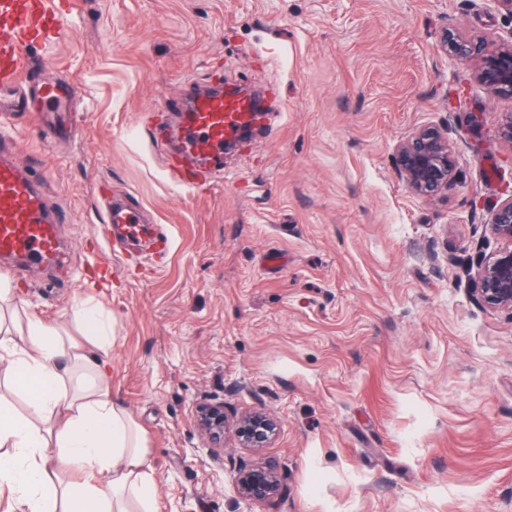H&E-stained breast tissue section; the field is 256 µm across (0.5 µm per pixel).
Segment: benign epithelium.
Listing matches in <instances>:
<instances>
[{"label":"benign epithelium","instance_id":"1","mask_svg":"<svg viewBox=\"0 0 512 512\" xmlns=\"http://www.w3.org/2000/svg\"><path fill=\"white\" fill-rule=\"evenodd\" d=\"M459 61H479L477 78L494 95L512 96V43L494 50L481 39L451 41L444 44ZM395 164L407 186L418 196L431 198L448 191L455 178V157L448 142V131L422 127L412 132L395 149ZM502 246L481 258L471 276V294L492 308L512 310V198L500 204L490 225ZM197 422L209 437L212 461L224 466V435L234 432L242 448L268 446L276 432V423L259 411L243 415L230 426L224 404H203L197 408ZM240 497L254 503H270L283 493L276 467L241 464L235 474Z\"/></svg>","mask_w":512,"mask_h":512}]
</instances>
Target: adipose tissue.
<instances>
[{
  "mask_svg": "<svg viewBox=\"0 0 512 512\" xmlns=\"http://www.w3.org/2000/svg\"><path fill=\"white\" fill-rule=\"evenodd\" d=\"M76 321L74 337L32 315L16 331L0 323V376L30 397L25 418L0 399V487L11 512H149L147 440L94 356L112 323L88 303Z\"/></svg>",
  "mask_w": 512,
  "mask_h": 512,
  "instance_id": "ef3b65f1",
  "label": "adipose tissue"
}]
</instances>
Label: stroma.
I'll return each mask as SVG.
<instances>
[{"label": "stroma", "instance_id": "35a3bbf8", "mask_svg": "<svg viewBox=\"0 0 512 512\" xmlns=\"http://www.w3.org/2000/svg\"><path fill=\"white\" fill-rule=\"evenodd\" d=\"M68 25L29 50L36 77L81 95L49 136L18 111L15 162L59 216L58 267L9 280L21 313L67 331L112 320V395L143 428L153 512H512V311L469 275L500 246L512 197V97L492 95L445 36L512 42L485 0H55ZM250 89L264 108L210 186L170 177L195 90ZM447 129L448 191L415 196L396 144ZM144 206L171 239L160 268L112 254L104 200ZM283 257L281 268L265 264ZM260 410L279 430L209 457L200 403ZM274 461L271 504L235 461ZM235 473L238 494L245 501L270 503L283 493L280 476L273 464H240Z\"/></svg>", "mask_w": 512, "mask_h": 512}]
</instances>
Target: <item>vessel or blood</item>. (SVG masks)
Listing matches in <instances>:
<instances>
[{"mask_svg": "<svg viewBox=\"0 0 512 512\" xmlns=\"http://www.w3.org/2000/svg\"><path fill=\"white\" fill-rule=\"evenodd\" d=\"M49 0H0V92L16 91L15 106L40 104L54 113V130L65 128L79 88L50 77L29 85V46L45 29L61 31L67 18L47 7ZM250 98L225 95L223 89H202L192 96L182 125L185 154L202 161L207 171L224 166V144L252 124ZM10 139L0 132V265L24 273L49 267L60 258L57 219L44 195L14 162ZM106 221L112 226V252L121 256L135 249L147 229L140 210L122 202H109Z\"/></svg>", "mask_w": 512, "mask_h": 512, "instance_id": "b4317fda", "label": "vessel or blood"}]
</instances>
